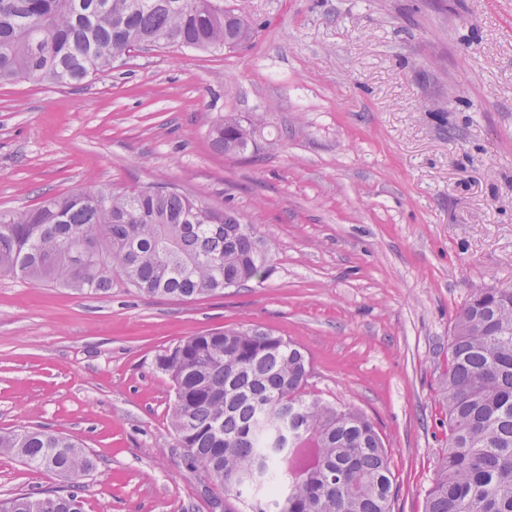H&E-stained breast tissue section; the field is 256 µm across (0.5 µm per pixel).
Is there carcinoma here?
I'll use <instances>...</instances> for the list:
<instances>
[{
	"mask_svg": "<svg viewBox=\"0 0 512 512\" xmlns=\"http://www.w3.org/2000/svg\"><path fill=\"white\" fill-rule=\"evenodd\" d=\"M251 28L213 0H0V84L57 85L112 68L146 42L233 49ZM257 113L211 129L226 154L245 152ZM272 254L251 225L173 187L145 194L77 189L32 210H0V276L86 294L119 277L140 294L212 295L261 282ZM173 384L170 420L193 469L249 512L253 485L270 486L275 512H393L389 452L361 410L307 391L303 349L268 329L210 330L157 360ZM448 449L426 512H512V289L474 291L459 309L442 375ZM5 449L60 479L84 477L91 457L44 430L0 433ZM0 512H82L73 493L0 499Z\"/></svg>",
	"mask_w": 512,
	"mask_h": 512,
	"instance_id": "cac0c4a2",
	"label": "carcinoma"
}]
</instances>
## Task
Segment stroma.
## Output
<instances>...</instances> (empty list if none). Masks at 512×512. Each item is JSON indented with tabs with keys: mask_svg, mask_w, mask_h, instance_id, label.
<instances>
[{
	"mask_svg": "<svg viewBox=\"0 0 512 512\" xmlns=\"http://www.w3.org/2000/svg\"><path fill=\"white\" fill-rule=\"evenodd\" d=\"M218 3L252 22L248 43L1 85L0 210L173 184L252 225L270 275L186 301L0 277V432L84 448L85 512H238L185 462L157 359L258 325L305 349L311 393L374 422L394 512H425L455 316L512 288V0ZM228 112L267 115L246 154L211 140ZM61 487L0 452V499Z\"/></svg>",
	"mask_w": 512,
	"mask_h": 512,
	"instance_id": "35a3bbf8",
	"label": "stroma"
}]
</instances>
